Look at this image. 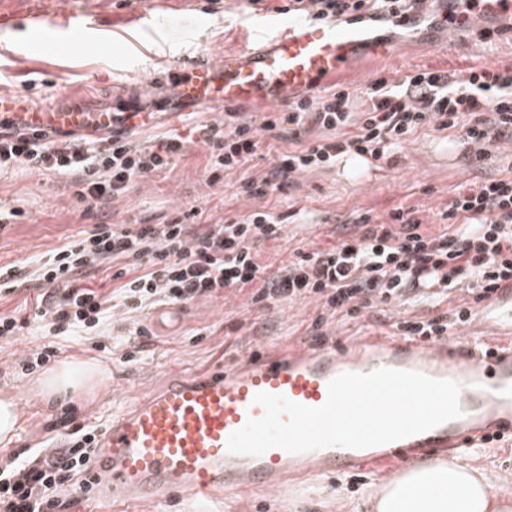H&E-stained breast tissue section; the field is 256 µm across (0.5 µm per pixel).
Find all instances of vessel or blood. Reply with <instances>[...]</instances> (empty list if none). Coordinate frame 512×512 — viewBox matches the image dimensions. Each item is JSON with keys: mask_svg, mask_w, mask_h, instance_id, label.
Wrapping results in <instances>:
<instances>
[{"mask_svg": "<svg viewBox=\"0 0 512 512\" xmlns=\"http://www.w3.org/2000/svg\"><path fill=\"white\" fill-rule=\"evenodd\" d=\"M248 35L244 47L222 67L189 65L179 93L216 111L245 102H283L293 90L318 89L345 74L355 50L376 41L366 25L341 28L303 16L283 24L253 21ZM267 38L272 48L256 49V42ZM5 123L32 130L90 128L105 133L112 115L76 108L35 110L25 100L0 93V125ZM478 314L499 334L496 344L484 351L470 339L365 336L344 346L322 341L265 348L231 366L169 371L159 387L114 413L98 432L85 474L88 489L103 512H125L135 501L164 505L179 496L205 503L247 488L265 489L284 478L307 480L367 463L389 467L419 454L462 451L487 435L511 434L512 291L493 295ZM380 367L460 382L463 416L360 450L331 447L290 454L273 448L258 457L228 451L229 436L247 419L263 416V406L254 401L257 393L317 407L325 402L327 385L336 375Z\"/></svg>", "mask_w": 512, "mask_h": 512, "instance_id": "1", "label": "vessel or blood"}]
</instances>
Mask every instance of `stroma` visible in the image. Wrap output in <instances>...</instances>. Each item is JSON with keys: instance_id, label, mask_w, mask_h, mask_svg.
<instances>
[{"instance_id": "obj_1", "label": "stroma", "mask_w": 512, "mask_h": 512, "mask_svg": "<svg viewBox=\"0 0 512 512\" xmlns=\"http://www.w3.org/2000/svg\"><path fill=\"white\" fill-rule=\"evenodd\" d=\"M140 2L24 0L23 11L41 17L48 40L44 48L33 46L32 24L0 28V92L54 111L76 105L88 112L144 107L153 111L154 119L139 130L138 140L156 143L177 137L184 143L182 154L167 169L135 182L125 197L102 207L78 196L68 175L31 172L16 165L0 169V210L18 212L0 231V266L34 269L40 258L97 224H162L175 213L190 211L195 212L196 223L219 224L255 210L285 215L304 210V227L288 224L282 239L260 247L259 259L273 273L296 248L325 250L336 245V227L356 212H370L375 221L385 223L394 209L412 207L424 223L437 226L438 212L457 186L494 176L512 161V151L504 149L473 163L463 157L455 135L425 129L411 135L391 162L372 168L357 160L341 162L300 175L287 191L250 199L238 195L241 181L263 176L276 154L292 147L265 131L257 154L243 169L209 184L204 169L207 149L197 128L222 121L223 115L184 100L169 72L186 62L218 63L236 54L248 20L273 17L275 7L287 0H153L151 16L163 24L151 40L143 32L146 19ZM65 11L96 15L90 33L94 49L83 47V33L60 26ZM379 33L387 49L356 51L350 72L339 78L349 89L424 68L464 73L482 65L512 67V39L505 35L483 43L446 28L411 33L383 27ZM34 306L33 291L23 285L0 297V312L15 311L30 319L20 335L0 341V393L15 397L22 422L13 443L0 447V465L22 449L60 445L72 425L103 429L114 409L134 402L170 368L228 365L263 347L303 344L310 341L317 320L326 340L339 341L388 335L394 322L429 312L426 304L406 303L382 312L366 309L361 319L351 320L327 314L313 297L261 309L250 305L246 294L228 292L152 308L145 321L156 340L140 352L135 343H119L122 316H115L111 328L88 342H55L43 322L34 320ZM51 343L57 352L50 366L92 362L104 370V378L75 397L61 393L39 398L34 391L38 375L24 371L23 363ZM462 459L512 495L511 439L465 453ZM378 481L374 468L364 467L291 483L277 493L243 490L212 507L214 512H368L367 495Z\"/></svg>"}]
</instances>
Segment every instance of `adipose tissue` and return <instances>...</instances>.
<instances>
[{
	"label": "adipose tissue",
	"mask_w": 512,
	"mask_h": 512,
	"mask_svg": "<svg viewBox=\"0 0 512 512\" xmlns=\"http://www.w3.org/2000/svg\"><path fill=\"white\" fill-rule=\"evenodd\" d=\"M99 367L71 362L46 372L37 383L43 395L80 391L98 383ZM371 512H512L504 494L478 470L459 460L434 461L375 484Z\"/></svg>",
	"instance_id": "adipose-tissue-1"
}]
</instances>
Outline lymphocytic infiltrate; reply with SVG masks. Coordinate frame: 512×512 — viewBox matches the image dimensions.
Listing matches in <instances>:
<instances>
[{
  "instance_id": "lymphocytic-infiltrate-1",
  "label": "lymphocytic infiltrate",
  "mask_w": 512,
  "mask_h": 512,
  "mask_svg": "<svg viewBox=\"0 0 512 512\" xmlns=\"http://www.w3.org/2000/svg\"><path fill=\"white\" fill-rule=\"evenodd\" d=\"M474 7V0H301L299 10L339 23L364 12L386 25L398 12H411L430 25L441 16L468 30ZM362 98L357 122L350 91L336 85L294 100L286 112L258 126L226 110L222 122L200 128L210 182L243 168L256 154L263 129L282 141L297 143L309 133L317 139L280 152L262 177L242 180L239 192L250 198L286 191L297 175L335 166L346 156L370 167L391 160L404 141L427 127L456 133L468 157L479 161L512 143V68H471L462 75L424 69L380 77L365 85ZM182 147L175 138L156 145L136 142L126 127L100 138L0 130V164L75 176L80 196L100 205L167 168ZM440 216L442 229L433 233L411 208H396L386 224L353 214L355 236L328 250L295 249L271 276L257 248L282 237V214L257 210L200 226L180 218L165 224H98L31 273L0 267V295L31 282L39 320L63 340L102 332L118 308L137 316L160 303L243 289L250 303L262 308L315 295L325 309L349 317L415 297L429 302L434 313L395 323L397 333L449 336L471 321L475 306L500 289H512V167L456 190ZM95 265L115 269L121 285L105 294L85 282L87 268ZM463 288L470 304L451 306L453 292ZM94 439V432L78 426L59 448L14 455L0 467V512H69L65 491L86 471Z\"/></svg>"
}]
</instances>
